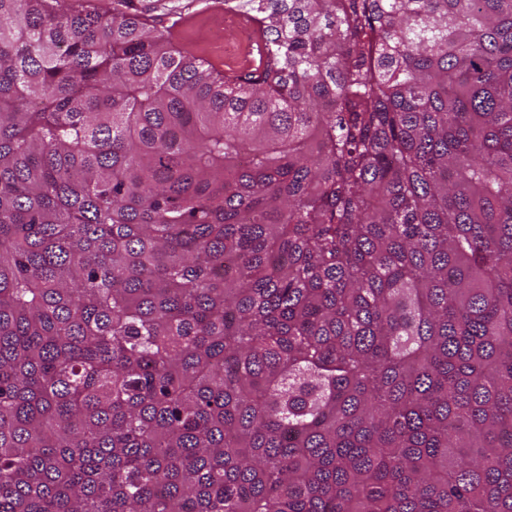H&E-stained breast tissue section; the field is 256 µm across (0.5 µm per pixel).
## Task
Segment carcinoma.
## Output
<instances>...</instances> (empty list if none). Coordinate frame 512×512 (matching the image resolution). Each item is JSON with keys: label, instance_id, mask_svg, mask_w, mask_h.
<instances>
[{"label": "carcinoma", "instance_id": "1", "mask_svg": "<svg viewBox=\"0 0 512 512\" xmlns=\"http://www.w3.org/2000/svg\"><path fill=\"white\" fill-rule=\"evenodd\" d=\"M0 0V512H512V0ZM138 11L156 20L158 28L168 34L178 20L194 19L179 37H169L172 45L184 55L195 57L224 72L225 66H236L237 55L230 54L227 45L236 38L235 29L225 25L224 0H134ZM223 18V24L221 19ZM189 22L182 19L179 28Z\"/></svg>", "mask_w": 512, "mask_h": 512}]
</instances>
